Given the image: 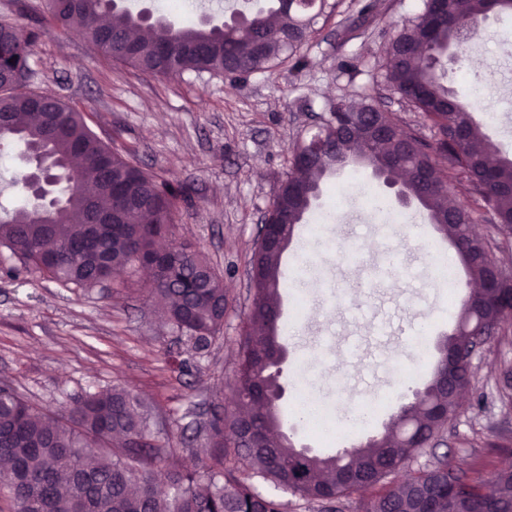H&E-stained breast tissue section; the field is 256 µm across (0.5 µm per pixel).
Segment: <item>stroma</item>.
Listing matches in <instances>:
<instances>
[{"label": "stroma", "mask_w": 512, "mask_h": 512, "mask_svg": "<svg viewBox=\"0 0 512 512\" xmlns=\"http://www.w3.org/2000/svg\"><path fill=\"white\" fill-rule=\"evenodd\" d=\"M340 0L318 22L302 52L303 68L284 64L244 80L208 74L163 80L104 58L76 34L42 31L34 85L87 113L115 150H136L147 172L184 184L188 199L174 218L177 240L202 251L224 281L229 305L207 358L178 368L177 329L156 310L143 275L125 270L95 288L63 285L39 272L6 274L0 247V384L44 411L71 397L120 383L143 402L153 435L183 463L208 448L213 411H230L236 355L252 301L251 257L260 221L289 168L288 148L319 123L336 99L373 95L384 111L425 138L434 131L388 87L380 65L395 24L414 18L422 0ZM483 41L447 75L458 100L471 104L479 83L495 92L477 112L502 156L512 159V15L490 19ZM482 61L483 73L470 64ZM329 179L308 223L283 254L287 289L280 318L287 350L282 401L296 445L340 452L383 432L390 418L429 381L442 343L455 328L468 276L453 245L419 204L400 205L370 169L358 168L350 191ZM385 203L372 211L370 193ZM403 252L388 269L385 257ZM365 293L366 317L347 315L350 279ZM512 362V342H492L475 359L473 380L439 452L471 478L512 464V406L497 395L498 370ZM333 411L341 435L323 434L300 416L302 398ZM370 401L371 419L353 414Z\"/></svg>", "instance_id": "35a3bbf8"}]
</instances>
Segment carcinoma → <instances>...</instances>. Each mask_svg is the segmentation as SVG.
I'll list each match as a JSON object with an SVG mask.
<instances>
[{"mask_svg":"<svg viewBox=\"0 0 512 512\" xmlns=\"http://www.w3.org/2000/svg\"><path fill=\"white\" fill-rule=\"evenodd\" d=\"M268 0L237 21L210 24L159 16L150 21L128 9H112L104 0H46L40 27L28 32L0 20V149L43 152L51 160L49 177L58 181L57 200L48 206L55 223H39L43 208L26 201L0 213V245L19 265L18 275L34 269L79 288H93L128 266L145 272L152 293L169 322L180 332L185 352L205 357L224 323L228 297L221 277L201 251L166 253L157 249L171 224L161 220L186 189L138 165L135 151L113 150L85 115L47 93L31 88V61L40 28L77 32L101 54L161 79L188 71L245 79L267 72L298 51L320 15L336 4L319 0ZM512 12V0H446L442 17L429 21V0L421 12L397 28L385 50L384 79L389 88L419 109L432 127H453L455 135L428 141L384 111L364 94L358 101L338 100L316 131L290 151L319 150L327 159L304 165L290 159L275 196L278 209L268 214L279 235L292 239L323 190L325 178L358 163L377 173L399 165L409 172L427 170L432 188L421 206L431 223L454 244L469 280L481 284L469 292L459 311L455 333L443 343L448 351L464 347L476 324H502L512 275L485 256L486 240L471 233V216L450 203L459 188L477 196L495 214L494 232L512 235V160L497 147L471 112L448 87L446 74L426 59L403 60L407 46H426L460 34L457 58L466 54L475 27L493 14ZM80 163H74L75 158ZM286 210L292 224L278 223ZM112 216L111 225L89 224L91 212ZM282 252L257 249L251 267L253 299L246 316L236 368L238 397L230 413L215 411L208 424L210 454L184 466L168 448L154 444L141 401L120 384L88 392L56 415L26 402L9 385L0 386V496L8 512H282L280 501L264 487H283L306 504L342 501L363 494L366 512H415L420 492L433 512H512V470L490 482L448 485L455 469L446 456H432L424 467L411 460L436 448L455 414L456 397L439 386L435 368L415 401L394 415L382 434L357 448L321 455L297 447L283 430L276 370L282 345L277 312ZM406 468L405 479H391Z\"/></svg>","mask_w":512,"mask_h":512,"instance_id":"1","label":"carcinoma"}]
</instances>
